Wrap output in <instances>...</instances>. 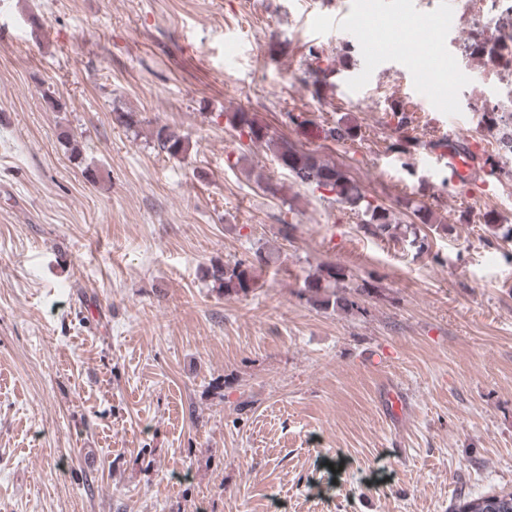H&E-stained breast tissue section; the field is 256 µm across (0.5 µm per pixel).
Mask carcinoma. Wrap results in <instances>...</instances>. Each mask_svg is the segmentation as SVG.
<instances>
[{
  "instance_id": "1",
  "label": "carcinoma",
  "mask_w": 512,
  "mask_h": 512,
  "mask_svg": "<svg viewBox=\"0 0 512 512\" xmlns=\"http://www.w3.org/2000/svg\"><path fill=\"white\" fill-rule=\"evenodd\" d=\"M465 52L480 58H490L512 68V35L503 34L494 39L487 35L483 28L477 27L465 45ZM309 56L316 65L307 69L305 81L312 87V96L319 98L325 83V69L318 65L319 53L311 48ZM391 118L396 120V125L393 128L395 138L389 148L398 154L409 155L419 148L436 150L448 146L444 141L426 142L410 134L411 117L398 103L391 106ZM228 120L238 132V136L247 137L251 143L266 144L278 165L288 171L295 183L318 189L325 187L334 194L336 201L361 214L363 224L360 228L364 229V232L394 242L409 236L410 243L418 245L420 249L427 246L428 235L417 233L419 225L426 226L433 234L448 233L447 222L434 211L422 207L414 209V216L419 220V224H407L405 230H398L397 225L393 223L390 210L382 204L368 200L361 185L348 177L335 163L325 159L319 151L307 149L288 140L285 135L258 124L248 112H230ZM324 134L325 138L344 144L357 135V129L341 117L333 126L325 129ZM152 138L155 147L169 157L177 158L187 154L189 142L186 137L166 124L156 123ZM268 261L269 257L258 255L254 263L242 260L226 262L212 267L210 277L218 288L224 290V295L246 297L255 288L258 269ZM339 278L341 274L336 271V267L331 266L325 275L305 283L304 288L315 294L320 305L326 309L354 304L348 297L339 295L336 289L322 285L324 280L328 282ZM454 512H512V494L488 493L463 498L454 506Z\"/></svg>"
}]
</instances>
